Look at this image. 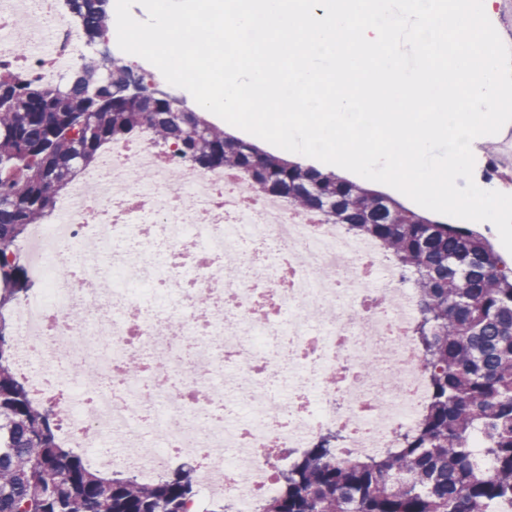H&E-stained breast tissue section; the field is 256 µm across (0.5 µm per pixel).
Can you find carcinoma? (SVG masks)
Here are the masks:
<instances>
[{
    "label": "carcinoma",
    "mask_w": 512,
    "mask_h": 512,
    "mask_svg": "<svg viewBox=\"0 0 512 512\" xmlns=\"http://www.w3.org/2000/svg\"><path fill=\"white\" fill-rule=\"evenodd\" d=\"M109 0H67L88 44L110 24ZM106 59L117 82L64 74L56 88L0 66V512H193L196 466L158 480L110 476L63 448L52 411L15 374L6 312L30 288L19 239L57 210L61 191L103 148L140 133L201 170L222 168L325 224L376 242L419 302L415 336L430 400L418 427L369 458H336L340 435L322 434L279 474L261 512H492L512 504V267L484 234L432 220L399 201L232 137L185 99L149 87ZM484 440L491 470L471 452Z\"/></svg>",
    "instance_id": "carcinoma-1"
}]
</instances>
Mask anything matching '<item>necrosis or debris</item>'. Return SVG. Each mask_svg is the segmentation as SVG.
Listing matches in <instances>:
<instances>
[{"instance_id":"1","label":"necrosis or debris","mask_w":512,"mask_h":512,"mask_svg":"<svg viewBox=\"0 0 512 512\" xmlns=\"http://www.w3.org/2000/svg\"><path fill=\"white\" fill-rule=\"evenodd\" d=\"M10 34H38L69 63L81 37L65 0H18ZM147 168L150 183L132 181ZM141 243L113 247L117 230ZM36 286L14 307L15 368L49 406L65 447L152 481L182 457L204 498L258 512L273 470L324 430L340 458L390 448L429 399L413 339L414 289L374 243L257 192L242 177L163 158L148 139L113 145L50 223L34 225ZM290 278L270 275L269 253ZM169 307L159 319L154 305ZM81 308L72 320L68 312ZM142 365L126 374L128 359ZM371 373H364V364ZM95 372L73 402L66 381ZM287 378L273 394L269 377Z\"/></svg>"}]
</instances>
